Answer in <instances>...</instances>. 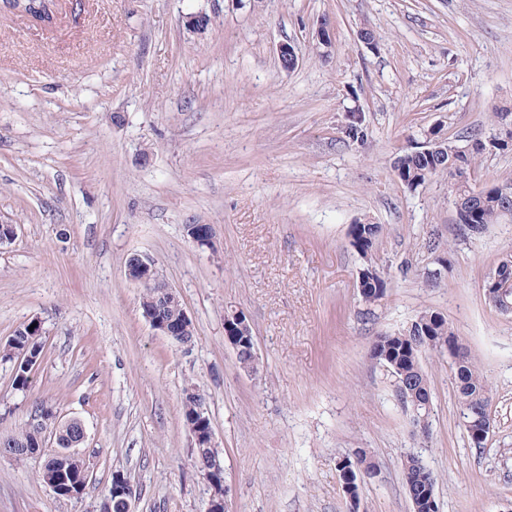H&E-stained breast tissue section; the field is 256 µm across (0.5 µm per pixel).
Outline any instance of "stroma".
I'll return each mask as SVG.
<instances>
[{
  "mask_svg": "<svg viewBox=\"0 0 512 512\" xmlns=\"http://www.w3.org/2000/svg\"><path fill=\"white\" fill-rule=\"evenodd\" d=\"M210 19L205 32L188 16ZM328 21L332 45L314 32ZM377 35L376 48L360 37ZM298 63L284 70L279 44ZM359 112L364 141L345 136ZM512 113V0H56L49 20L0 11V343L31 319L44 357L27 391L0 361V437L35 403L78 418L89 465L62 500L46 455L0 454V512H99L114 473L133 512H206L181 416L196 387L224 462L230 512H348L337 462L369 449L360 512H412L401 463L437 477L438 512H512V313L483 284L512 255V222L474 236L451 179L409 189L401 150L441 126L494 136ZM357 223L384 228L387 282L360 297ZM188 224L216 229L213 248ZM146 253L181 296L192 344L144 319L128 258ZM448 269L427 279L437 257ZM250 318L261 370L244 373L224 310ZM441 311L492 389L484 447L462 426L447 361L427 355L432 414L417 435L375 336Z\"/></svg>",
  "mask_w": 512,
  "mask_h": 512,
  "instance_id": "stroma-1",
  "label": "stroma"
}]
</instances>
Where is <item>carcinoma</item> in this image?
<instances>
[{
	"mask_svg": "<svg viewBox=\"0 0 512 512\" xmlns=\"http://www.w3.org/2000/svg\"><path fill=\"white\" fill-rule=\"evenodd\" d=\"M485 156L477 151L467 159L459 161L465 170ZM447 156L430 155L416 149L400 152L393 161L398 180L409 179L413 183H425L444 173L455 175V165L459 163ZM468 223L465 229L482 233L489 225L512 220V214L506 215L497 186L485 188L482 195L466 209ZM383 231L381 224H353L349 229V244L364 260L360 269L357 288L362 291L361 298L373 303L387 293V280L373 260L376 243ZM140 305L148 306L162 319L176 317V307L169 303L160 288H146L142 292ZM40 329L38 321H29L19 326L7 343L0 347V358L15 362L24 351L32 353L41 342V337L33 335L30 326ZM370 357L380 364L398 369V376L405 383L403 390V408L411 410L418 405V412L424 413V404L431 402L429 378L422 357L427 352L438 356H448L454 372L458 403L460 409H469L482 413L492 405V390L478 365L463 346L448 319L434 309L421 311L406 328L389 334H381L370 345ZM204 400L203 394L196 389L183 392L181 412L184 423H197V404ZM55 439L71 442L76 439L77 425L61 420L52 426ZM44 433L34 429L27 422L16 432L0 438V448H17L34 452L42 449ZM60 477L54 493L62 499H70L83 491L89 484L87 469L68 460L60 461L54 457L48 460ZM402 468L408 479L405 480L414 512H438L435 496L436 479L422 458L408 454L402 461ZM376 470V462L366 448H356L343 456L338 471L343 491L350 505V512L359 510V484Z\"/></svg>",
	"mask_w": 512,
	"mask_h": 512,
	"instance_id": "cac0c4a2",
	"label": "carcinoma"
}]
</instances>
